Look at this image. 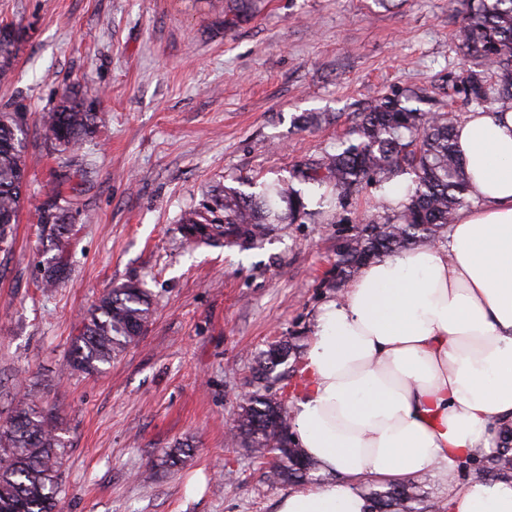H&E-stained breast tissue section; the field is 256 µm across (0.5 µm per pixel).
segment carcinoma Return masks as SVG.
<instances>
[{
  "instance_id": "1",
  "label": "carcinoma",
  "mask_w": 512,
  "mask_h": 512,
  "mask_svg": "<svg viewBox=\"0 0 512 512\" xmlns=\"http://www.w3.org/2000/svg\"><path fill=\"white\" fill-rule=\"evenodd\" d=\"M464 20L457 38L475 66L460 78L471 104L481 108L512 106V0H466ZM13 27H0V79L9 76L17 44ZM427 104L426 90L401 100L385 95L357 114L349 139L320 160L295 163L288 180L263 183L246 196L224 188V198L214 208L192 210L182 218L190 239L211 237L224 227V245L253 248L275 224H295L306 217L307 205L298 181L315 190L326 189L320 201L331 205L358 194L364 186L379 187L393 178L413 175L404 199L379 197L381 208L392 212L383 222L369 221L336 247V284L356 277L367 262L394 256L412 246L434 242L468 204V177L458 155L451 112L424 110L409 105ZM78 89H65L43 115L44 143L51 153L74 166L75 147L91 137L103 122ZM28 134L17 112L0 111V250L11 248L13 225L24 204ZM70 202L52 195L40 210L38 223L58 261L44 266L40 285L56 287L64 278V260L71 235ZM151 293L138 280H129L104 293L83 321L73 342L75 370L87 375L101 372L141 335L151 319ZM298 346L280 343L260 359L255 379L268 381L275 368L297 354ZM290 421L280 401L256 392L240 405L237 436L256 457L269 455L268 471L274 483H296L317 470L302 450L288 445ZM65 443L58 434L56 417L31 397L18 399L7 425L0 427V512H57ZM463 469L476 481L512 479V427L504 429L502 443L491 454L466 460ZM368 512H420L423 491L414 476L363 491Z\"/></svg>"
}]
</instances>
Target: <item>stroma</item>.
I'll return each mask as SVG.
<instances>
[{"label":"stroma","mask_w":512,"mask_h":512,"mask_svg":"<svg viewBox=\"0 0 512 512\" xmlns=\"http://www.w3.org/2000/svg\"><path fill=\"white\" fill-rule=\"evenodd\" d=\"M461 23L448 0H259L229 28L208 0H0V26L22 34L0 105L32 115L26 200L0 251V425L23 390L53 410L61 512H275L289 484L271 483L270 459L228 430L275 337L307 349L320 306L343 294L338 235L386 212L369 187L331 222L311 194L304 223L244 251L189 244L181 218L224 187L246 192L334 151L383 94L428 87L467 115ZM72 86L106 120L77 150L93 177L73 201L68 274L45 292L37 220L57 164L41 116ZM309 113L317 124H296ZM130 279L151 292V321L102 372L76 371L82 318ZM178 442L190 455L172 467Z\"/></svg>","instance_id":"obj_1"}]
</instances>
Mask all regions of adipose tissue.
Here are the masks:
<instances>
[{"mask_svg":"<svg viewBox=\"0 0 512 512\" xmlns=\"http://www.w3.org/2000/svg\"><path fill=\"white\" fill-rule=\"evenodd\" d=\"M456 135L472 206L320 309L290 418L333 480L276 512H367L361 483L422 472L445 480L450 512H512V479L460 477L512 425V110L469 113Z\"/></svg>","mask_w":512,"mask_h":512,"instance_id":"adipose-tissue-1","label":"adipose tissue"}]
</instances>
